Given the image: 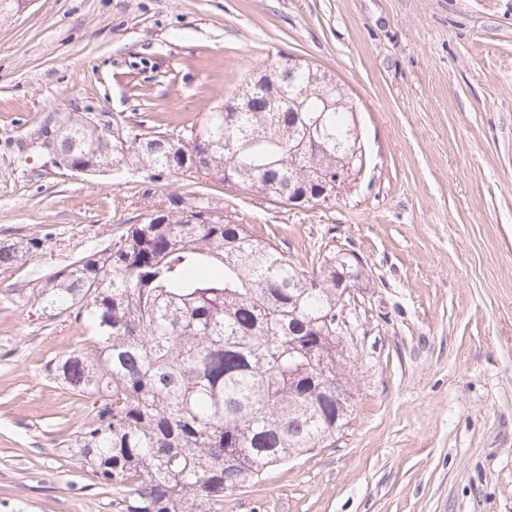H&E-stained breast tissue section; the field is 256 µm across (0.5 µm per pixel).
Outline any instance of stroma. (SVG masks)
Listing matches in <instances>:
<instances>
[{"label":"stroma","instance_id":"35a3bbf8","mask_svg":"<svg viewBox=\"0 0 512 512\" xmlns=\"http://www.w3.org/2000/svg\"><path fill=\"white\" fill-rule=\"evenodd\" d=\"M284 55L357 104L363 167L326 201L76 172L41 146L70 112L199 126ZM195 193L294 262L362 263L335 443L208 512H512V0H0V241L41 240L0 271V512H122L71 446L90 402L47 366L88 338L42 286Z\"/></svg>","mask_w":512,"mask_h":512}]
</instances>
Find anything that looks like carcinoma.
Masks as SVG:
<instances>
[{
    "label": "carcinoma",
    "instance_id": "carcinoma-1",
    "mask_svg": "<svg viewBox=\"0 0 512 512\" xmlns=\"http://www.w3.org/2000/svg\"><path fill=\"white\" fill-rule=\"evenodd\" d=\"M280 112L264 110L271 85ZM353 103L330 108L323 88L282 79L280 62L246 75L190 135L125 134L90 113L43 128L64 167L86 172L134 159L159 179L231 181L288 204L321 201L307 180L361 166ZM321 137L317 152L305 144ZM38 237L0 245V270L27 261ZM358 265L329 253L308 268L244 224L214 213L207 198L174 200L104 247L45 278L42 294L90 333L87 346L49 366L92 400L74 441L97 483L122 494L125 512H205L262 472L332 439L349 407L328 390L336 368V272Z\"/></svg>",
    "mask_w": 512,
    "mask_h": 512
}]
</instances>
